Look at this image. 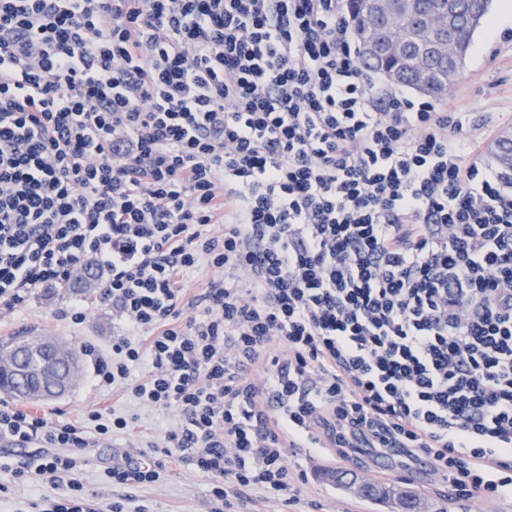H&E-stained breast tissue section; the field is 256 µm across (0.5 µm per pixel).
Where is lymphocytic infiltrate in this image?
Returning <instances> with one entry per match:
<instances>
[{
  "label": "lymphocytic infiltrate",
  "mask_w": 512,
  "mask_h": 512,
  "mask_svg": "<svg viewBox=\"0 0 512 512\" xmlns=\"http://www.w3.org/2000/svg\"><path fill=\"white\" fill-rule=\"evenodd\" d=\"M465 123L364 66L343 0H0V315L97 267L95 386L180 417L114 486L175 458L210 512L287 506L327 448L512 494V171ZM132 423L0 404L41 448L15 478L69 489L45 512H149L79 478Z\"/></svg>",
  "instance_id": "lymphocytic-infiltrate-1"
}]
</instances>
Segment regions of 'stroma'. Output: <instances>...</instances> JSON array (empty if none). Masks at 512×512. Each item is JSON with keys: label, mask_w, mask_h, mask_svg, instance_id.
I'll return each mask as SVG.
<instances>
[{"label": "stroma", "mask_w": 512, "mask_h": 512, "mask_svg": "<svg viewBox=\"0 0 512 512\" xmlns=\"http://www.w3.org/2000/svg\"><path fill=\"white\" fill-rule=\"evenodd\" d=\"M441 102L449 111L466 114L467 132L480 150H487L503 130H512V21L498 24L495 33L484 30L476 34L464 73ZM71 294L68 288H50L35 294L20 311L1 316L0 341L33 330L77 347L91 343L102 349L108 348L113 336L122 331L119 319L113 316L111 309L100 307L90 309L82 324L72 325L62 316ZM80 367L79 381L68 393L51 401L28 402L27 407L54 421L80 420L93 406L114 408L135 416L133 428L123 437L121 447H114L111 440L106 439L83 453L81 480L84 489L107 502L121 496L122 491L109 484L105 469L127 463L135 455V446L161 439L176 423L177 415L172 411L138 406L119 389L95 388L91 383L93 364L88 357H81ZM34 452L31 446H0V484L8 488L7 493L0 495V512H31L32 502L61 496V489L52 484L22 482L14 477L11 464L29 458ZM289 461L300 476L295 512H383L381 507L326 482L324 475L331 470L352 471L359 479L382 484L413 486L407 471L357 469L329 451L308 453L294 448L289 452ZM172 467L176 471L175 477L136 487L134 495L146 500L152 512H209L206 481L191 465L176 460ZM415 488L427 512H512V496L494 501L478 496L460 500L446 484L435 480Z\"/></svg>", "instance_id": "35a3bbf8"}]
</instances>
